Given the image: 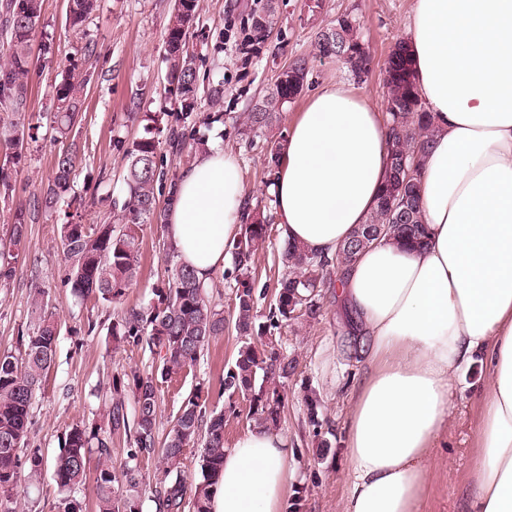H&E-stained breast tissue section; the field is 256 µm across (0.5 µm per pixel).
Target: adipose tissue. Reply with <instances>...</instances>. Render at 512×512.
I'll list each match as a JSON object with an SVG mask.
<instances>
[{
  "label": "adipose tissue",
  "mask_w": 512,
  "mask_h": 512,
  "mask_svg": "<svg viewBox=\"0 0 512 512\" xmlns=\"http://www.w3.org/2000/svg\"><path fill=\"white\" fill-rule=\"evenodd\" d=\"M433 120L421 181L419 247L380 242L336 293L369 338L352 400L342 512H418L429 450L451 421L454 376L491 369L470 475L471 512H512V0H415L405 32ZM388 136L375 100L341 83L313 94L292 124L272 187L283 235L334 256L373 211ZM245 190L212 136L180 175L166 233L204 282L223 270ZM288 442L254 428L224 454L211 512H281Z\"/></svg>",
  "instance_id": "adipose-tissue-1"
}]
</instances>
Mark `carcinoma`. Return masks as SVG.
I'll return each instance as SVG.
<instances>
[{"label":"carcinoma","mask_w":512,"mask_h":512,"mask_svg":"<svg viewBox=\"0 0 512 512\" xmlns=\"http://www.w3.org/2000/svg\"><path fill=\"white\" fill-rule=\"evenodd\" d=\"M199 8V0H174L164 42L169 64L167 94L188 111L198 93L195 59L185 50L186 30ZM97 9V0H68L67 19L75 31ZM42 0H0V149L19 159L24 137L16 133L27 108V84L31 67V37L40 21ZM317 48L328 58L345 64L352 74L366 70L369 55L360 41L357 20L349 13L336 17L317 33ZM387 87L388 168L401 160L413 163L405 184L386 178L379 204L366 223L327 258L283 239L279 263L284 272L277 281L273 307L262 324H256L251 273L256 256L269 238L266 217L245 210L246 219L227 244L237 283L232 323L241 336L234 361L224 368L218 397L241 396L249 401L248 416L258 427L279 430L285 408L284 393L277 381H288L294 361L278 348L274 331L298 318L322 315V289L335 287L347 266L377 241L420 243L426 226L420 208V176L425 138L432 131V118L418 97L412 61L401 42L385 62ZM307 66L296 60L260 97L237 128L250 139L266 134L286 104L304 90ZM88 75L72 65L54 87L56 111L51 116L57 137H67L81 112ZM158 140L142 137L126 151V195L120 222L92 226L68 221L60 225V242L67 265V280L75 293L93 295L112 303L137 282L141 254L139 231L143 223H164L167 206H159L156 183L164 172L157 152ZM55 176L33 205L55 207L70 186L75 155L64 150L56 156ZM26 237L25 212L16 211L8 241L0 243V281L14 272L12 260ZM45 291L34 289L32 303L36 323L18 336L23 354L0 353V512H16L15 495L22 484L34 483L44 467L38 450L24 451L30 411L43 378L54 364L61 322L45 302ZM224 311L212 302L210 286L201 283L189 267L177 263L167 280L153 290L149 304L130 308L112 318L108 331L114 348L147 349L153 356L151 369L131 370L112 376L110 401L89 424L73 427L52 468L63 498V512H84L83 503L70 496L85 484L91 457L94 472L96 512H143L144 496L151 492L155 512H211V499L224 466V409L207 410L202 387L191 391L179 405L164 441H157L162 386L177 376L193 373L209 341L224 334ZM132 437L124 463H112V436ZM194 452L200 478L189 481L179 470L188 452ZM160 453L163 476L151 487L141 462Z\"/></svg>","instance_id":"1"}]
</instances>
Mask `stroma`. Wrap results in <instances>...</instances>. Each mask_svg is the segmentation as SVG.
<instances>
[{"mask_svg":"<svg viewBox=\"0 0 512 512\" xmlns=\"http://www.w3.org/2000/svg\"><path fill=\"white\" fill-rule=\"evenodd\" d=\"M174 0H100L88 20L83 38H76L66 20L67 0H43L42 14L31 43L28 108L18 130L35 131L27 142L19 166L16 190L0 200V237L8 234L16 210L27 212V237L21 247L16 276L0 287V352L19 353L17 336L33 322L32 290L40 287L62 322L55 362L42 382L30 413L28 446L40 450L46 465L38 482L19 493L18 512H57L61 493L50 466L72 427L88 422L103 405L114 373L148 370L152 356L144 349H112L107 327L117 309L148 304L153 288L167 277V237L163 225L144 224L140 232L142 267L138 282L118 304L76 296L65 279L58 226L67 215L85 224L99 223L124 195L125 152L144 137L149 115L164 116L165 128L187 143L175 154L167 136H160L158 154L165 176L157 190L166 201L169 188L190 166L196 143L209 141L212 125L203 113L224 114L221 138L225 151L240 166L245 204L260 208L273 226L268 246L254 265L252 285L259 315H267L279 274L277 255L283 239L277 224L270 188V171L262 146H249L235 131L260 91L270 88L292 61L305 59L308 80L302 94L284 108L278 138H286L291 123L308 98L336 81L356 85L378 104L386 102L384 61L401 41L413 11V0H277V22L260 32L252 19L267 8V0H200L199 10L186 35V49L198 71L196 114L185 117L180 104L164 92L168 62L164 40ZM349 13L360 22L359 36L370 57V71L355 81L338 61L322 57L315 45L318 31L336 16ZM52 38L55 54L45 59L40 44ZM91 44L93 54L81 67L90 80L85 89L82 119L70 136L77 152L72 189L66 205L34 209L33 199L55 175L60 144L50 122L53 89L76 59L78 41ZM223 86L219 105H211L208 92ZM324 312L280 331L282 347L295 360V370L282 390L286 397L281 428L288 440V489L285 508L300 512H340L348 488V462L343 454L345 422L358 382L365 369L363 355L347 347L336 302V291L324 289ZM240 338L234 328L210 340L194 374L166 389L158 432L166 434L180 402L196 384L209 387V403L218 398L224 366L234 357ZM489 377L486 366L462 371L454 382L451 426L430 450L427 492L420 512H468L470 474L479 461L478 426L484 407L481 391ZM321 427L313 429L310 419Z\"/></svg>","mask_w":512,"mask_h":512,"instance_id":"1","label":"stroma"}]
</instances>
